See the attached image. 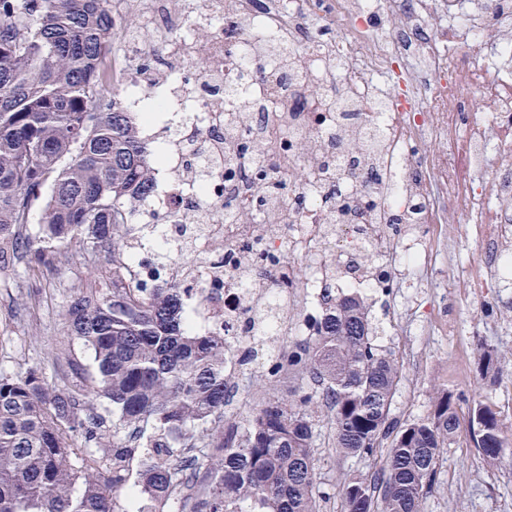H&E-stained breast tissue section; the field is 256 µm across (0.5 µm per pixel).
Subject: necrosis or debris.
Here are the masks:
<instances>
[{
    "instance_id": "4bbe7bcc",
    "label": "necrosis or debris",
    "mask_w": 512,
    "mask_h": 512,
    "mask_svg": "<svg viewBox=\"0 0 512 512\" xmlns=\"http://www.w3.org/2000/svg\"><path fill=\"white\" fill-rule=\"evenodd\" d=\"M134 8L133 34L125 10L112 13L114 68L127 88L163 87L170 136L154 192L129 207L137 223L155 227L136 246L131 280L161 268L181 288L196 328L223 337L228 375L251 373L239 362L255 341L251 310L283 293L285 272L300 275L294 294L303 315L275 329L270 341L281 348L310 336L331 270L345 269L365 247L391 276L431 265L432 249L405 244L401 225L444 224L456 209L475 227L480 260L471 277L489 288L512 276V0H135ZM272 40L292 50L297 82L267 81L273 61L264 44ZM398 69L416 75L402 93L388 81ZM340 91L353 103V127L383 128L370 151L385 178L371 185L360 165L338 170L376 205L361 223L337 225L328 252L320 226L331 212L306 146L335 136L337 113L321 103ZM476 99L482 110H472ZM244 107L255 122L237 128L229 162L196 181L195 151H212L225 114ZM428 139L440 150L423 151ZM245 142L262 144L267 180L249 166ZM267 181L303 196V208L272 236L225 223V211L251 209ZM246 245L266 257L253 289L238 275Z\"/></svg>"
}]
</instances>
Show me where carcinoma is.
Listing matches in <instances>:
<instances>
[{
	"label": "carcinoma",
	"instance_id": "obj_1",
	"mask_svg": "<svg viewBox=\"0 0 512 512\" xmlns=\"http://www.w3.org/2000/svg\"><path fill=\"white\" fill-rule=\"evenodd\" d=\"M20 2L0 0V264L35 284L76 249L101 257L63 306L69 335L91 354L70 362L76 381L0 367V512H322L320 448L372 461L344 475L340 512H424L463 419L497 465L507 439L492 404L464 412L446 393L424 418L391 417L398 362L375 344L357 291L324 289L312 335L267 351L273 366L255 374L271 389L288 376V398L264 397L243 423L228 418L224 337L195 331L175 285L130 286L129 201L154 191L164 153L149 150L139 114L101 78L112 16L104 0H27L28 15ZM330 195L341 202L334 220H352L359 206L341 185ZM294 305L270 300L257 334ZM101 400L110 426L95 412ZM197 448L207 449L201 493Z\"/></svg>",
	"mask_w": 512,
	"mask_h": 512
}]
</instances>
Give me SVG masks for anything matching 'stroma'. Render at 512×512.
I'll use <instances>...</instances> for the list:
<instances>
[{"mask_svg":"<svg viewBox=\"0 0 512 512\" xmlns=\"http://www.w3.org/2000/svg\"><path fill=\"white\" fill-rule=\"evenodd\" d=\"M463 219L449 213V239L457 240L456 268L448 266V252L441 249L421 302L407 305L382 293L372 300V318L384 326L378 338L383 349L393 351L400 364V388L392 415L400 420L425 417L435 398L448 392L466 407L491 400L501 414L506 436L512 438V301L498 289H488L472 303L448 300L449 275H462L466 265L479 259L474 241L459 238ZM72 268L46 273L41 288L30 289L20 269H0V365L20 369L41 366L49 383L63 384L68 358L89 361L78 340L67 337L62 307L77 283ZM429 328L415 334L416 322ZM497 353V377H482L477 370V349ZM424 512H512V447L502 462L487 466L473 447L467 428L444 453L436 483L428 494Z\"/></svg>","mask_w":512,"mask_h":512,"instance_id":"obj_1","label":"stroma"}]
</instances>
